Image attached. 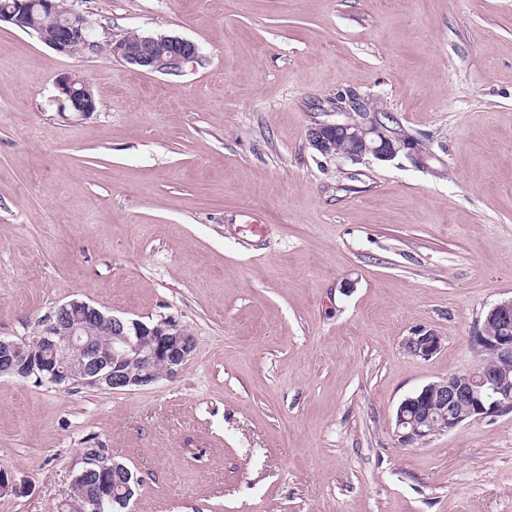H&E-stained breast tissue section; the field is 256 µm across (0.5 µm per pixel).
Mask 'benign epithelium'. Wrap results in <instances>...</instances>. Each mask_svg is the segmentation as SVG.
Returning a JSON list of instances; mask_svg holds the SVG:
<instances>
[{"label":"benign epithelium","instance_id":"1","mask_svg":"<svg viewBox=\"0 0 512 512\" xmlns=\"http://www.w3.org/2000/svg\"><path fill=\"white\" fill-rule=\"evenodd\" d=\"M61 19L52 28L36 25L35 11ZM36 30L46 46L61 55L71 53L79 35L85 51L94 53V22L68 0H13L0 11V23ZM112 56L137 71L180 73L200 61L199 47L179 36L141 35L132 40L112 41ZM65 108L88 115L97 111L89 82L77 73H63L56 81ZM363 105L349 101L336 106V119L316 124L309 132L311 145L324 155L354 160L370 156L390 161L410 143L395 136L381 121L361 111ZM498 327L495 333L487 326ZM481 363L468 375L451 373L430 382L405 397L395 410L393 437L401 448H418L433 437L452 432L464 423L512 411V298L490 306L471 337ZM434 330L418 327L402 340L403 349L429 360L442 349ZM195 350L193 336L170 321L146 324L138 319L109 315L95 305L72 299L61 305L42 332L30 341L0 337V376L33 379L60 385L77 383L112 391L145 387L162 377L176 375ZM84 474L104 479L108 460L87 453ZM106 499L96 491L74 496L68 512H104Z\"/></svg>","mask_w":512,"mask_h":512}]
</instances>
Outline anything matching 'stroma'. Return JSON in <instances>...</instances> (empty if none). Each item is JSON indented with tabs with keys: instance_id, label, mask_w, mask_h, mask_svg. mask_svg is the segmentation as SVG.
<instances>
[{
	"instance_id": "35a3bbf8",
	"label": "stroma",
	"mask_w": 512,
	"mask_h": 512,
	"mask_svg": "<svg viewBox=\"0 0 512 512\" xmlns=\"http://www.w3.org/2000/svg\"><path fill=\"white\" fill-rule=\"evenodd\" d=\"M75 5L98 41L175 35L203 61L133 71L0 25V336L81 298L195 351L125 391L0 377V512H58L98 448L142 480L125 512H512V412L393 438L512 297V0ZM67 72L97 112L64 109ZM340 97L416 152H318ZM420 326L428 360L401 346ZM442 345L441 336L427 327L411 330L402 340V347L407 353L423 360L431 359L438 354Z\"/></svg>"
}]
</instances>
